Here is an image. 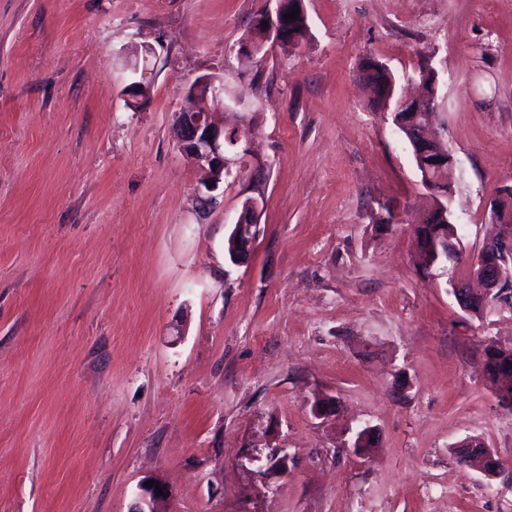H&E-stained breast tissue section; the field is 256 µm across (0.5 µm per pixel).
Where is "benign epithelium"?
<instances>
[{"mask_svg": "<svg viewBox=\"0 0 512 512\" xmlns=\"http://www.w3.org/2000/svg\"><path fill=\"white\" fill-rule=\"evenodd\" d=\"M275 3L274 8L266 9L258 18V23L268 22L267 33L273 42H282L286 39L285 18L286 3L288 0H268ZM144 72L138 66L130 69V83L127 85L128 93L142 96L146 93L148 85L143 81ZM224 95V82H218L209 76H200L188 88L189 99L201 96ZM437 92L422 93L417 97L402 96L399 103L402 106L415 104L425 112L435 108ZM173 137L179 149L187 157L204 169L208 181L214 182L205 190L212 192L224 182V174L231 171L235 157L244 154H253L251 143L242 139L237 130L226 128L212 118V113L188 108L179 113L173 127ZM422 138L428 142L439 144V148L432 151H417L415 156L424 169L425 189L438 199L452 200L453 187L447 181L433 177V173H442L451 169L454 164L453 155L440 145L442 134L432 126L422 133ZM512 201V183L504 184L485 204V213L488 221L496 226V234L483 242L476 257L467 264L465 275L453 286V293L460 308L470 317L482 320L491 314L512 313V308L505 302L508 292L502 286L512 283V224L498 221V214L505 202ZM262 197L252 196L246 205L241 207L238 218L229 233L231 242V260L235 263L245 261V253L252 252L257 237L258 225L247 223L250 213L260 214ZM243 458L250 464L263 462L267 470L288 471L290 456L285 448H249ZM479 463L481 473L489 478L502 474L504 464L495 458L494 452L482 446L469 448L461 457V463L470 465ZM163 494H158L155 487L144 486L141 494L128 508V512H160L158 505L172 497V490L160 483Z\"/></svg>", "mask_w": 512, "mask_h": 512, "instance_id": "7a95c632", "label": "benign epithelium"}]
</instances>
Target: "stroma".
<instances>
[{
    "label": "stroma",
    "mask_w": 512,
    "mask_h": 512,
    "mask_svg": "<svg viewBox=\"0 0 512 512\" xmlns=\"http://www.w3.org/2000/svg\"><path fill=\"white\" fill-rule=\"evenodd\" d=\"M266 6L0 0V512H127L150 478L168 512H512V474L457 461L476 438L512 467L484 370L512 316L468 320L458 264L420 270L430 198L362 73L413 95L420 63L437 70L471 254L512 179V0H305L306 43L245 55ZM203 74L225 96L197 108L253 115L265 166L242 265L225 242L249 176L201 209L171 136ZM247 446L287 449V472L250 478Z\"/></svg>",
    "instance_id": "stroma-1"
}]
</instances>
